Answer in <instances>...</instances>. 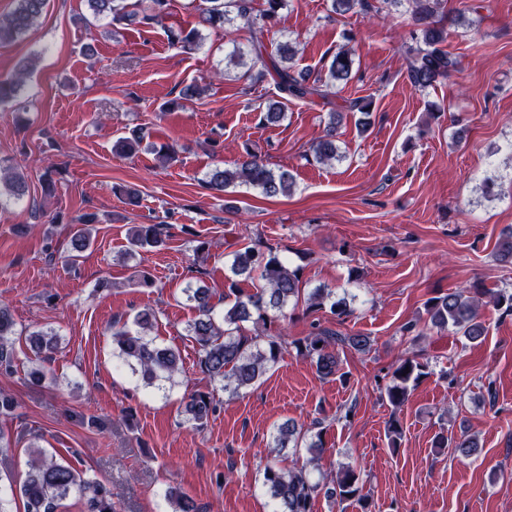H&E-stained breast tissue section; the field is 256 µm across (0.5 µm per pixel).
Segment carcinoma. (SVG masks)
Instances as JSON below:
<instances>
[{
    "instance_id": "cac0c4a2",
    "label": "carcinoma",
    "mask_w": 512,
    "mask_h": 512,
    "mask_svg": "<svg viewBox=\"0 0 512 512\" xmlns=\"http://www.w3.org/2000/svg\"><path fill=\"white\" fill-rule=\"evenodd\" d=\"M12 13L0 20V44L11 43L23 37L42 14L48 0H15ZM96 17H109L122 23L129 22L147 26L163 23L170 0H148V6L139 9L141 0H87ZM287 0H262L261 9L255 10L253 0H206L208 6L201 9L199 24L211 29H222L235 21L254 32L251 48L246 51L234 46L229 64L242 69L241 79L263 80L271 78L280 93L281 100L270 102L261 111V121L275 124L286 118L284 102L288 100H312L328 98L326 87L351 78L354 59L348 49L336 51L327 66L328 81L295 68L296 46L288 39L276 44L275 53L266 54L262 40L264 29L271 24L286 6ZM387 7L399 10L408 5L411 18L419 26L420 45L410 49L407 78L419 88L427 89L445 78L455 67L456 60L439 48L447 38V30L438 19L441 0H382ZM203 35L197 28L171 32V40L183 51L198 49ZM372 102L363 97L345 101L343 109L364 116L359 125L361 131L370 126ZM343 113H328L324 134L313 144L312 153L317 162L331 164L344 159L336 144V131ZM144 134L140 130L130 137H122L114 145L115 152L129 154L138 150ZM0 181L9 184V191L20 197L25 193V179L12 174L0 164ZM252 187L268 198L286 196L293 186V177L286 171L276 172L250 150L234 162L231 168H216L202 182V187L221 194L236 184ZM97 216L84 213L78 223L70 225L69 235L74 254L67 257L73 262L76 254L92 243ZM167 231L164 224H138L128 234L126 256L133 258L142 250L159 249L166 245ZM497 257L512 264V230L499 240ZM259 281L252 293L244 294L238 289L237 278ZM224 313L219 316L211 304L209 289L188 285L184 288L187 300L194 303L197 317L188 324L187 333L198 345L200 366L212 379L222 383L224 391L236 394L253 387L273 368L286 352L285 341L279 333L271 330L272 324L287 318L285 309L302 294L300 269L292 268L271 247L247 245L232 254L225 275ZM487 294L481 288H463L445 295L430 298L425 304L427 321L439 329L452 328L469 340L485 334V326L479 314L480 297ZM306 311L325 308L339 317L353 313L347 298H336L329 288H314L306 294ZM157 323L153 309L138 311L132 320L116 319L112 324V348L122 367L130 370L140 386L145 389L158 388L163 382H174L181 372L182 358L178 350L164 345L151 335ZM250 323L253 333H246L245 324ZM15 322L5 305H0V375L14 373L15 354L11 336ZM27 340L35 353L48 357L57 349L59 336L51 329H36L28 332ZM347 343L358 351L370 348L366 336H339L333 331L319 328L317 332L293 341L297 354L310 360L324 378L336 375L340 365L337 346ZM428 364L420 361L417 354L398 360L389 381L383 387V397L395 409L407 400L408 392L426 375ZM215 412L213 397L209 392H196L185 404L188 421L201 427ZM304 438L301 429L287 420L275 428L271 441V459L263 469V485L276 504L275 512H311L313 501L321 494L341 501L360 497L359 473L352 466L344 467L336 476L332 486L311 480L309 473L298 465L284 464V451L298 448ZM438 448H452L462 457L472 455L479 447L478 439L471 435L450 438L442 433L435 439ZM11 495L19 497L24 512H60L62 501L77 492L86 499L88 512H113L112 492L96 478L67 461H60L42 451H36L30 469L18 487L10 488ZM165 498L172 512H201L194 501L178 488L166 490Z\"/></svg>"
}]
</instances>
